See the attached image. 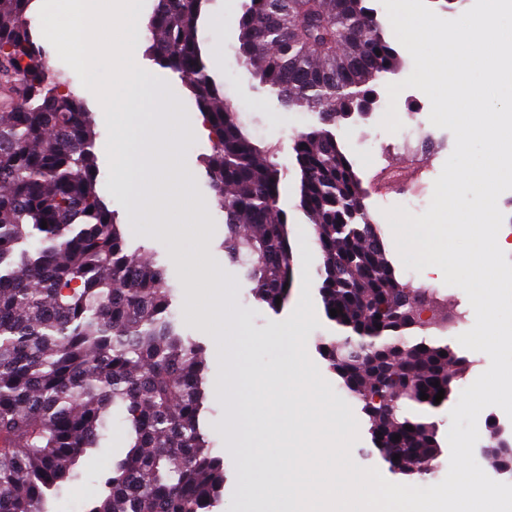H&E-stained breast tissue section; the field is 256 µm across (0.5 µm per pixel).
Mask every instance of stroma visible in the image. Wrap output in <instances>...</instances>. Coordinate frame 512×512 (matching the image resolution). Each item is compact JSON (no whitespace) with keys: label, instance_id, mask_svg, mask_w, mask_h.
<instances>
[{"label":"stroma","instance_id":"obj_1","mask_svg":"<svg viewBox=\"0 0 512 512\" xmlns=\"http://www.w3.org/2000/svg\"><path fill=\"white\" fill-rule=\"evenodd\" d=\"M246 3L247 0H209L199 21L198 39L205 50L210 74L224 88L226 102L237 112L251 137L281 172L280 206L288 214L295 276L288 302L281 310H271L266 304L259 302L245 268L225 255L224 215L218 208L213 207L205 218L209 248L219 269L217 284L223 287L230 304L231 322L227 325L197 323L187 317L182 270L171 258V246L166 233L167 225L183 223L184 215L178 210L169 211L161 225L144 224L132 219L127 190L108 175V158L103 148L107 140L105 122L101 119L95 122L100 142L96 150L98 193L114 211L118 223L122 224L130 249L140 251L166 269L174 288L171 309L180 330L183 336L198 342L205 352L207 433L214 453L224 458L226 473L222 504L217 512H240L247 497L240 479L241 466L253 447L264 448V456L270 464L279 463L280 459L289 455L285 449L275 447L268 450L264 447L266 440L271 439L279 426L274 419L269 418L268 407L263 406L259 400L254 380L263 375L267 378L268 387L275 389L279 386L278 376L285 362V351L280 338L284 331L294 327L290 315L299 302L301 280L305 277L311 280V298L318 318L317 323L306 329L307 351L323 378L331 384L338 404H349L358 422L359 439L351 451L353 460L359 466L377 468L390 482L404 484L408 481L407 476L390 468L383 452L375 447L361 403L350 398L339 377L329 369L327 361L320 353V342L336 335L337 330L325 315L319 291L322 257L311 235L312 224L298 207L299 172L292 150L293 135L317 125L318 116L316 113L297 109L283 110L274 96L259 87L253 77L252 67L240 58L237 52L238 21ZM139 46L141 51L138 64L147 72V83L178 97L184 109L194 110L195 103L181 79L146 55L147 41H140ZM218 48L223 51L219 57L214 54ZM378 92L380 108L367 119L340 122L336 130L337 141L355 163V172L368 216L378 229L386 256L394 267L398 280L410 288L426 287L436 290L442 298V312H464L465 321L460 329L468 331L475 322V314L462 290L446 285L436 274L427 271L419 273L414 269L404 268L392 231L383 215L385 209L399 205L403 196L409 192L405 186L398 189L387 188L382 177L384 169L397 157L405 158L412 164L417 162L416 156L409 153L399 134L380 128L379 122L385 113V105L395 103L402 123H420L422 135L435 144L433 154L422 165V171L415 180L416 185L425 192H432L434 181L454 148V136L449 130L430 123V102L422 91L415 88L404 89L394 101L389 99L386 86L379 87ZM211 150L212 140L206 137L187 141L178 155L181 165L194 176L197 195L208 200L213 199L214 193L206 176L203 159ZM428 336L433 343L456 347L458 355L467 360L468 367L464 375L454 381L448 405L429 414L430 420L437 424L439 452L431 465L430 474L422 480L426 486L441 482L449 469L450 449L447 434L451 425V404L457 403L461 391L471 385L490 364L486 354L460 347L455 336L434 329L429 330ZM234 361L238 362L246 379L240 388L237 404L231 405L224 400L222 386L233 379L229 365ZM238 420L245 424L248 433L240 448L231 449L226 447L225 441ZM124 436L123 414L118 410L112 411L100 429L98 447L88 450L83 465L77 468L73 479L63 484L50 500L47 505L49 512H84L86 493L98 491L102 477L111 466L113 458L122 452L121 442Z\"/></svg>","mask_w":512,"mask_h":512}]
</instances>
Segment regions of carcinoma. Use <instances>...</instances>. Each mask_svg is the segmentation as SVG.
<instances>
[{
  "label": "carcinoma",
  "mask_w": 512,
  "mask_h": 512,
  "mask_svg": "<svg viewBox=\"0 0 512 512\" xmlns=\"http://www.w3.org/2000/svg\"><path fill=\"white\" fill-rule=\"evenodd\" d=\"M206 2L155 0L148 53L178 75L204 116L224 251L277 310L293 282L280 173L208 71L197 37ZM31 3L0 0V512H47L48 496L96 447L114 407L124 413V457L87 512H213L225 473L204 432L203 349L169 310L165 269L129 252L98 193L91 114L50 64L28 23ZM238 43L283 109L318 114L320 125L296 133L292 148L299 207L323 259L325 314L341 333L322 342L324 356L363 403L372 440L388 459L399 456L402 473L421 477L439 448L426 412L448 402L467 362L415 335L422 325L408 320L410 290L332 131L395 71L397 53L370 0H249ZM436 381L445 389L438 404ZM404 403L419 412L403 414Z\"/></svg>",
  "instance_id": "obj_1"
}]
</instances>
